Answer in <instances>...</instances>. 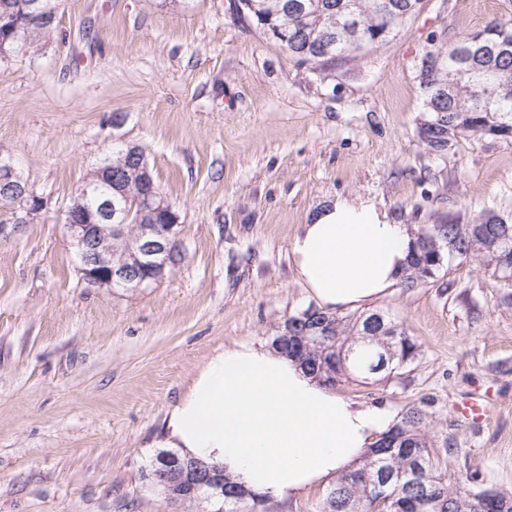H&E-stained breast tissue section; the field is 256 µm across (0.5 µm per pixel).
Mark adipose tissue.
<instances>
[{
  "label": "adipose tissue",
  "instance_id": "adipose-tissue-1",
  "mask_svg": "<svg viewBox=\"0 0 512 512\" xmlns=\"http://www.w3.org/2000/svg\"><path fill=\"white\" fill-rule=\"evenodd\" d=\"M411 243L372 201L338 198L302 225L291 252L321 309L338 313L389 295ZM392 422L385 407L339 395L277 350L237 343L198 371L165 439L251 493L286 500L355 468Z\"/></svg>",
  "mask_w": 512,
  "mask_h": 512
}]
</instances>
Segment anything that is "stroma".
Masks as SVG:
<instances>
[{"mask_svg": "<svg viewBox=\"0 0 512 512\" xmlns=\"http://www.w3.org/2000/svg\"><path fill=\"white\" fill-rule=\"evenodd\" d=\"M512 15V0H422L387 41L323 67L292 58L235 0H63L53 38L0 64V157L45 200L0 205V512H211L143 474L170 410L224 347L268 344L315 301L291 260L327 201L369 199L415 228L512 216V145L436 152L422 58ZM116 145L140 147L181 224L183 256L152 287L81 284L65 212ZM512 282L455 264L383 310L419 346L391 377L335 387L394 419L425 408L449 486L512 492ZM489 394L476 424L456 404Z\"/></svg>", "mask_w": 512, "mask_h": 512, "instance_id": "35a3bbf8", "label": "stroma"}]
</instances>
